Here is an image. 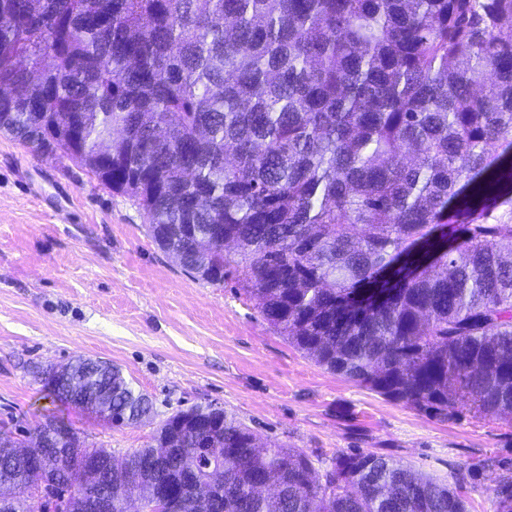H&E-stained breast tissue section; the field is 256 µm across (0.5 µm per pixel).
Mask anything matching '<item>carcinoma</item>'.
Instances as JSON below:
<instances>
[{
    "mask_svg": "<svg viewBox=\"0 0 512 512\" xmlns=\"http://www.w3.org/2000/svg\"><path fill=\"white\" fill-rule=\"evenodd\" d=\"M0 132L32 152L87 156L146 212L148 236L198 280L234 277L265 321L319 366L441 419L512 414V0H0ZM84 152L70 150L62 135ZM224 229L233 250L209 246ZM48 397L133 424L152 403L121 370L71 361ZM112 390L111 413L91 408ZM12 455L0 484L43 512L115 485L78 432L53 462ZM226 411L180 409L127 454L139 484L170 485L198 449L223 469L204 511L467 512L450 486L374 453L312 456ZM279 476L281 489L261 486ZM496 512H512V471Z\"/></svg>",
    "mask_w": 512,
    "mask_h": 512,
    "instance_id": "cac0c4a2",
    "label": "carcinoma"
}]
</instances>
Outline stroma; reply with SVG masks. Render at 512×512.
I'll use <instances>...</instances> for the list:
<instances>
[{"label": "stroma", "instance_id": "35a3bbf8", "mask_svg": "<svg viewBox=\"0 0 512 512\" xmlns=\"http://www.w3.org/2000/svg\"><path fill=\"white\" fill-rule=\"evenodd\" d=\"M147 224L86 168L0 133V431L21 439L54 415L119 457L146 447L172 412L207 403L323 466L350 450L446 482L473 466L468 510L495 512L493 488L512 469V416L445 421L325 370L235 282L191 276ZM78 355L120 367L151 398L152 417L115 427L51 402L36 367Z\"/></svg>", "mask_w": 512, "mask_h": 512}]
</instances>
